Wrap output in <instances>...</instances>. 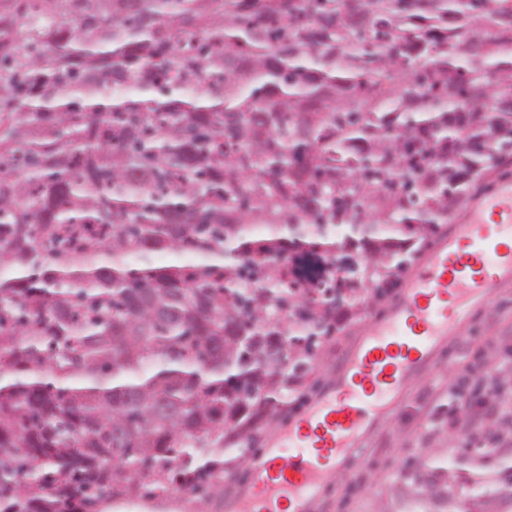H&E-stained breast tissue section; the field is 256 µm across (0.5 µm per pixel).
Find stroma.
<instances>
[{
	"label": "stroma",
	"instance_id": "stroma-1",
	"mask_svg": "<svg viewBox=\"0 0 512 512\" xmlns=\"http://www.w3.org/2000/svg\"><path fill=\"white\" fill-rule=\"evenodd\" d=\"M390 311L389 303L368 306L364 317L342 322L340 332L328 343L317 372L311 378L306 401H313L335 379L336 366L364 335L370 320ZM512 281L503 283L489 302L475 309L470 320L457 327L443 342L432 365L409 385L399 403L384 410L365 435L360 451L350 458L348 472H361L366 480L347 490L342 479L328 483L312 505L311 512H379L388 502L400 462L412 448H444L447 435L436 432L434 411L440 405L456 406L451 381L483 353L486 365L512 374Z\"/></svg>",
	"mask_w": 512,
	"mask_h": 512
}]
</instances>
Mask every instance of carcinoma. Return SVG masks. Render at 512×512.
Wrapping results in <instances>:
<instances>
[{
    "label": "carcinoma",
    "mask_w": 512,
    "mask_h": 512,
    "mask_svg": "<svg viewBox=\"0 0 512 512\" xmlns=\"http://www.w3.org/2000/svg\"><path fill=\"white\" fill-rule=\"evenodd\" d=\"M510 156L512 0H0V512L223 495ZM503 434L392 512H512Z\"/></svg>",
    "instance_id": "cac0c4a2"
}]
</instances>
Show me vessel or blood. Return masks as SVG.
<instances>
[{
  "mask_svg": "<svg viewBox=\"0 0 512 512\" xmlns=\"http://www.w3.org/2000/svg\"><path fill=\"white\" fill-rule=\"evenodd\" d=\"M512 278V180L471 207L410 275L392 313L370 324L335 385L254 461L245 512H310L358 453L367 425L432 362L437 346Z\"/></svg>",
  "mask_w": 512,
  "mask_h": 512,
  "instance_id": "1",
  "label": "vessel or blood"
}]
</instances>
